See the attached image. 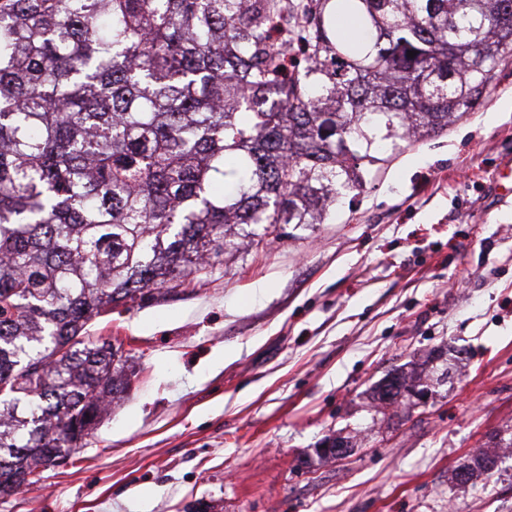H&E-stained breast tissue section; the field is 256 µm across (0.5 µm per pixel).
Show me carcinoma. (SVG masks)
Returning a JSON list of instances; mask_svg holds the SVG:
<instances>
[{"label": "carcinoma", "mask_w": 512, "mask_h": 512, "mask_svg": "<svg viewBox=\"0 0 512 512\" xmlns=\"http://www.w3.org/2000/svg\"><path fill=\"white\" fill-rule=\"evenodd\" d=\"M511 56L512 0H0V498L126 392L98 318L323 223Z\"/></svg>", "instance_id": "1"}]
</instances>
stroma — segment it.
<instances>
[{"label":"stroma","instance_id":"1","mask_svg":"<svg viewBox=\"0 0 512 512\" xmlns=\"http://www.w3.org/2000/svg\"><path fill=\"white\" fill-rule=\"evenodd\" d=\"M508 161L512 58L324 223L114 307L91 332L128 392L0 512H512ZM478 456L493 469L460 482Z\"/></svg>","mask_w":512,"mask_h":512}]
</instances>
